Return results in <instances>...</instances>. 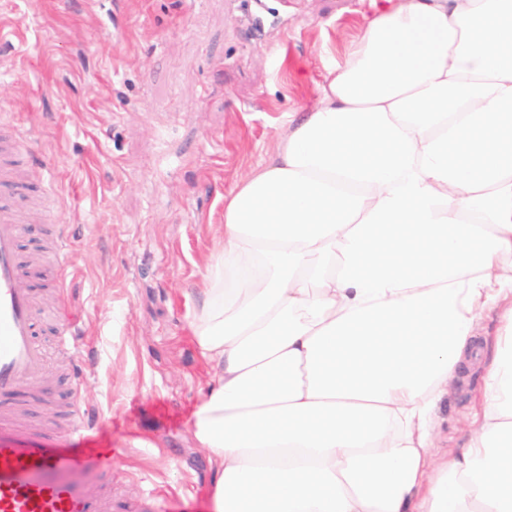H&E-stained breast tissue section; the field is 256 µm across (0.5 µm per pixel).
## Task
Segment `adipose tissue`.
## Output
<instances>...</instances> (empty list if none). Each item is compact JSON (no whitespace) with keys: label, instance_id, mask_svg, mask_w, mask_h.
<instances>
[{"label":"adipose tissue","instance_id":"adipose-tissue-1","mask_svg":"<svg viewBox=\"0 0 512 512\" xmlns=\"http://www.w3.org/2000/svg\"><path fill=\"white\" fill-rule=\"evenodd\" d=\"M190 330L215 512H512V0L367 18L225 195ZM478 360L473 425L436 455Z\"/></svg>","mask_w":512,"mask_h":512}]
</instances>
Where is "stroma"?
Segmentation results:
<instances>
[{"label": "stroma", "mask_w": 512, "mask_h": 512, "mask_svg": "<svg viewBox=\"0 0 512 512\" xmlns=\"http://www.w3.org/2000/svg\"><path fill=\"white\" fill-rule=\"evenodd\" d=\"M386 0H0V125L29 136L27 222L62 223L64 295L89 448L112 452V492L153 490L174 512H214L213 468L189 419L207 368L189 323L224 196L272 151ZM475 374L441 405L453 451ZM71 397L50 356L17 411L62 431Z\"/></svg>", "instance_id": "1"}]
</instances>
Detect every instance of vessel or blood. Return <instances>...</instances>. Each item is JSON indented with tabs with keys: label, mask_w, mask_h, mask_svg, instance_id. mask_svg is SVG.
<instances>
[{
	"label": "vessel or blood",
	"mask_w": 512,
	"mask_h": 512,
	"mask_svg": "<svg viewBox=\"0 0 512 512\" xmlns=\"http://www.w3.org/2000/svg\"><path fill=\"white\" fill-rule=\"evenodd\" d=\"M22 130L0 133V156H23ZM17 212L0 202V512H171L166 497L150 493L136 503L112 494V459L94 451L62 448L58 438L16 419L10 400L43 376L45 353L37 337L36 286L24 282ZM59 347L76 356L74 313L68 300L52 308ZM67 438L86 437L90 427L80 400L68 408Z\"/></svg>",
	"instance_id": "1"
}]
</instances>
